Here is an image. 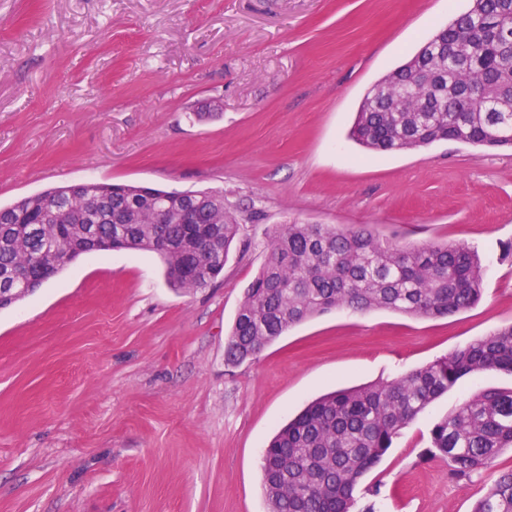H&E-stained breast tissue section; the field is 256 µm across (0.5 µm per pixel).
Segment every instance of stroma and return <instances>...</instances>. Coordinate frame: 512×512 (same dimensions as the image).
Here are the masks:
<instances>
[{
    "mask_svg": "<svg viewBox=\"0 0 512 512\" xmlns=\"http://www.w3.org/2000/svg\"><path fill=\"white\" fill-rule=\"evenodd\" d=\"M471 0H0V205L85 182L216 190L248 252L170 288L153 253L81 255L0 309V512H267L262 452L318 396L392 379L512 324V148L369 152L371 86ZM476 247L483 294L445 318L335 310L224 360L277 225ZM459 381L363 479L364 512H472L433 425Z\"/></svg>",
    "mask_w": 512,
    "mask_h": 512,
    "instance_id": "stroma-1",
    "label": "stroma"
}]
</instances>
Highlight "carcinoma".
I'll list each match as a JSON object with an SVG mask.
<instances>
[{
    "label": "carcinoma",
    "instance_id": "1",
    "mask_svg": "<svg viewBox=\"0 0 512 512\" xmlns=\"http://www.w3.org/2000/svg\"><path fill=\"white\" fill-rule=\"evenodd\" d=\"M512 0H473L464 14L426 41L469 44L467 67L499 104L512 109ZM412 61L381 79L364 98L351 137L370 151H404L454 140L512 147V122L464 95L460 68L441 82L411 73ZM124 213L126 220L112 221ZM164 229L167 247L155 236ZM97 236L90 246L84 232ZM241 224L213 191H165L138 184L57 186L0 207V283L33 278L79 255L113 250L157 254L170 287L196 291L224 271ZM478 255L463 244L400 246L364 229L332 224H282L269 237L254 279L244 290L225 359L241 364L292 327L332 310H391L442 318L475 306L483 293ZM512 374V324L391 380L326 394L273 436L262 454L267 512H353L362 478L402 431L465 376ZM512 449V388L467 396L430 432V452L450 475L486 472L491 483L474 512H512V469L496 474V459Z\"/></svg>",
    "mask_w": 512,
    "mask_h": 512
}]
</instances>
